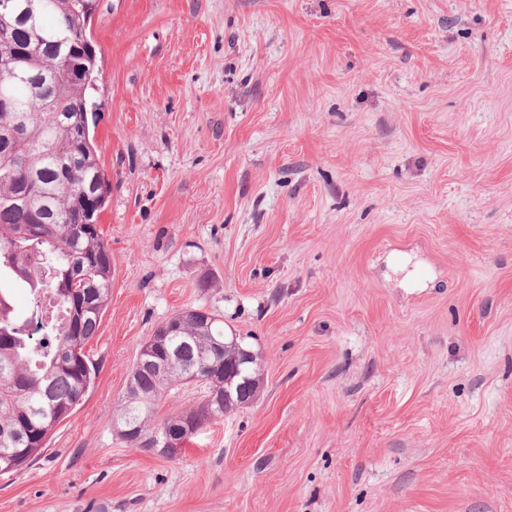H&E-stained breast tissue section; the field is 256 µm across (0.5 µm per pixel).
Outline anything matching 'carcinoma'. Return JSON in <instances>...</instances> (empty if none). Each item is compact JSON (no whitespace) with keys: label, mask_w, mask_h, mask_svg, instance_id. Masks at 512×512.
<instances>
[{"label":"carcinoma","mask_w":512,"mask_h":512,"mask_svg":"<svg viewBox=\"0 0 512 512\" xmlns=\"http://www.w3.org/2000/svg\"><path fill=\"white\" fill-rule=\"evenodd\" d=\"M96 0H46L30 21L25 0L0 21V51L40 36L35 57L0 75V276L29 290L24 319L0 290V475L18 472L46 448L55 427L80 404L95 366L85 347L97 335L112 285V249L100 215L107 181L90 136L88 105L95 80L73 71L57 49L65 37L95 70L97 52L85 5ZM222 316L203 307L179 312L158 326L160 348L172 362L134 363L138 394L125 396L114 416L121 440L155 451L169 438L168 458L216 417L211 396L224 391V367L235 350L224 346ZM202 380L201 401L186 410L161 413L172 391Z\"/></svg>","instance_id":"cac0c4a2"}]
</instances>
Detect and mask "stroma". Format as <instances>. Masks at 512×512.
<instances>
[{"label": "stroma", "instance_id": "stroma-1", "mask_svg": "<svg viewBox=\"0 0 512 512\" xmlns=\"http://www.w3.org/2000/svg\"><path fill=\"white\" fill-rule=\"evenodd\" d=\"M90 30L97 373L0 512H512V0H97ZM197 306L258 394L129 448V370Z\"/></svg>", "mask_w": 512, "mask_h": 512}]
</instances>
